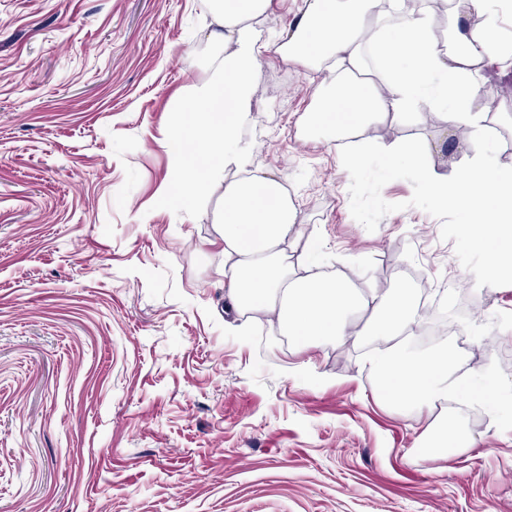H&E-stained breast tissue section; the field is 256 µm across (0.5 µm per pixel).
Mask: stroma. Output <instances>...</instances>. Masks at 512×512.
<instances>
[{
  "mask_svg": "<svg viewBox=\"0 0 512 512\" xmlns=\"http://www.w3.org/2000/svg\"><path fill=\"white\" fill-rule=\"evenodd\" d=\"M301 0L254 18L274 40ZM209 0H0V512H512V277L461 281L481 255L408 165L351 171L304 139L320 73L266 53L240 135L279 176L316 271L370 290L453 286L464 372L495 394L437 408L458 447L417 446L423 422L378 403L357 345L304 353L238 336L213 216L185 208L171 134L180 98L221 47ZM487 73L490 141L444 145L455 176L494 146L512 166V93ZM421 106L373 141L438 136ZM306 372L296 366L306 360Z\"/></svg>",
  "mask_w": 512,
  "mask_h": 512,
  "instance_id": "obj_1",
  "label": "stroma"
}]
</instances>
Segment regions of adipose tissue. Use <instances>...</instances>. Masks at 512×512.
I'll return each instance as SVG.
<instances>
[{"mask_svg":"<svg viewBox=\"0 0 512 512\" xmlns=\"http://www.w3.org/2000/svg\"><path fill=\"white\" fill-rule=\"evenodd\" d=\"M273 0H211L224 30V53L207 81L184 101L173 134L174 177L182 202L200 187L223 184L215 223L224 243V276L232 306L278 326L302 350L352 342L365 351L373 393L395 410L430 413L467 389L459 358L447 342L410 343L422 321L408 286L361 293L342 278L315 272L317 245L295 230V207L282 182L253 167V148L238 132L253 112V83L262 54L321 73L306 135L335 141L342 165L356 170L375 158L410 162L435 210L467 213L464 233L482 253L466 280L481 286L512 269V168L494 151L474 156L454 178L431 164L445 141L485 137L478 78L484 68L512 70V36L500 33L512 0H463L436 18L407 0H303L301 17L275 42H262L252 18ZM478 25H471L472 17ZM443 109L441 139L358 143L359 134L389 119L403 121L420 105Z\"/></svg>","mask_w":512,"mask_h":512,"instance_id":"ef3b65f1","label":"adipose tissue"}]
</instances>
